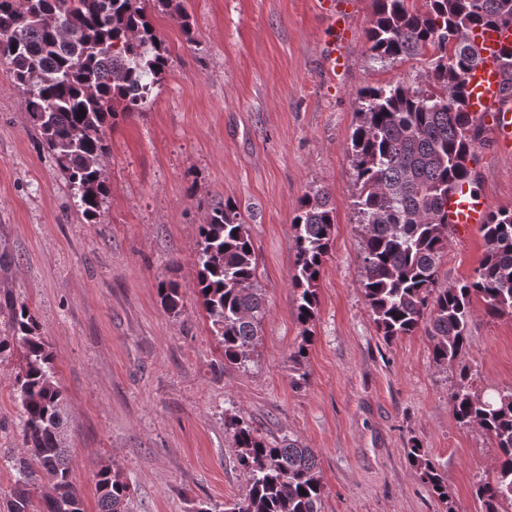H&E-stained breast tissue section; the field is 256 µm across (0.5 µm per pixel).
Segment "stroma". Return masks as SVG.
Returning <instances> with one entry per match:
<instances>
[{
  "label": "stroma",
  "instance_id": "obj_1",
  "mask_svg": "<svg viewBox=\"0 0 512 512\" xmlns=\"http://www.w3.org/2000/svg\"><path fill=\"white\" fill-rule=\"evenodd\" d=\"M170 53L160 87L107 132L108 193L97 223L82 214L42 146L0 59V299L25 304L54 356L68 409L73 482L98 512L94 473L112 465L131 512H194L248 490L224 429L238 417L270 441L311 448L322 512H445L407 459L419 443L437 462L454 512H481L473 486L498 450L457 423L456 366H436L425 329L385 342L360 286L362 230L347 153L358 92L398 81L427 87L425 56L384 60L368 49L373 0H335L350 24L345 68L327 64L322 0H183L192 22L141 0ZM492 210L512 211V139L485 129L469 163ZM326 190L335 208L312 322L297 318L292 220ZM231 203L251 236L267 316L250 361L224 348L194 288L199 226ZM486 254L479 229L451 233L439 283L469 279ZM182 286L167 314L159 281ZM306 356L293 360L298 347ZM20 352L0 362V512L22 448L14 391ZM479 395L512 391V316L471 304L463 359Z\"/></svg>",
  "mask_w": 512,
  "mask_h": 512
}]
</instances>
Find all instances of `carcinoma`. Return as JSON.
<instances>
[{
	"label": "carcinoma",
	"mask_w": 512,
	"mask_h": 512,
	"mask_svg": "<svg viewBox=\"0 0 512 512\" xmlns=\"http://www.w3.org/2000/svg\"><path fill=\"white\" fill-rule=\"evenodd\" d=\"M373 0L366 31L369 50L380 59L430 55L431 88L406 82L360 91L359 123L349 152L359 185L355 206L363 228L361 287L378 331L391 342L421 325L432 342L435 364L456 362L469 347L470 307L481 298L492 317L512 316V212L499 210L481 227L487 245L472 279L438 286L437 261L448 246L444 200L448 189L469 178L468 162L483 127L464 109L463 88L478 61L467 33L489 25H512V0ZM182 18L176 0H156ZM0 56L79 198L96 222L107 194L104 160L107 130L119 116L138 111L160 84L169 62L140 0H0ZM334 208L318 190L300 202L293 222L296 248L293 288L298 317L313 321L317 281L332 235ZM195 288L224 346V359L249 361L266 315L248 228L235 207L216 205L200 225ZM162 308L178 314L180 284H158ZM12 335L0 336V356L24 350L14 390L24 423L23 451L10 458L15 471L9 512H84L66 448L67 405L53 372V355L34 315L14 301ZM460 371L451 393L455 420L474 425L494 440L499 461L492 477L474 485L483 512H512V393L484 398L471 391ZM225 431L239 448L248 474L244 497L224 512H322L323 484L315 454L294 442L271 443L232 417ZM407 455L417 478L448 503L444 475L428 452L414 444ZM99 512H129L130 488L109 466L95 473Z\"/></svg>",
	"instance_id": "obj_1"
}]
</instances>
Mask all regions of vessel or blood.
<instances>
[{
    "label": "vessel or blood",
    "mask_w": 512,
    "mask_h": 512,
    "mask_svg": "<svg viewBox=\"0 0 512 512\" xmlns=\"http://www.w3.org/2000/svg\"><path fill=\"white\" fill-rule=\"evenodd\" d=\"M479 61L468 73L464 87L471 117L483 121L493 117L499 131L512 127V104L503 92L504 59L512 50V26H486L475 31ZM450 228L481 226L490 215L489 201L471 181L453 184L447 197Z\"/></svg>",
    "instance_id": "vessel-or-blood-1"
}]
</instances>
